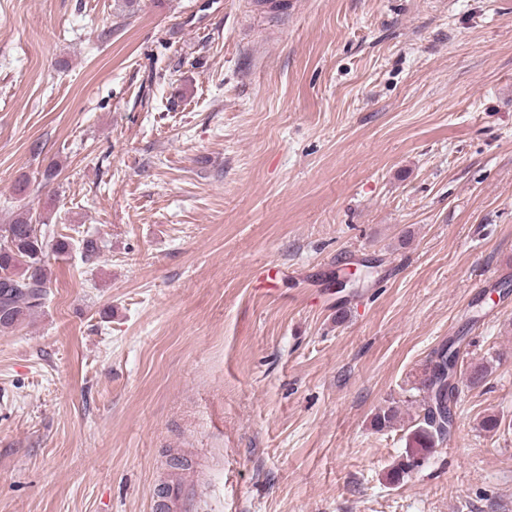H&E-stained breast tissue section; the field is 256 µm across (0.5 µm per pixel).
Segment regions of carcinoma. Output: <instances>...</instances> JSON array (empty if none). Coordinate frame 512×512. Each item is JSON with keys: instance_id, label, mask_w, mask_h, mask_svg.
Listing matches in <instances>:
<instances>
[{"instance_id": "1", "label": "carcinoma", "mask_w": 512, "mask_h": 512, "mask_svg": "<svg viewBox=\"0 0 512 512\" xmlns=\"http://www.w3.org/2000/svg\"><path fill=\"white\" fill-rule=\"evenodd\" d=\"M60 257L69 253L70 241L62 236L49 243L26 210L9 224L0 225V334H7L42 308L51 283L48 252ZM443 370L421 381L425 391L423 414L411 431L413 450H426L450 436L455 418L453 383L460 349L450 342L437 351Z\"/></svg>"}]
</instances>
